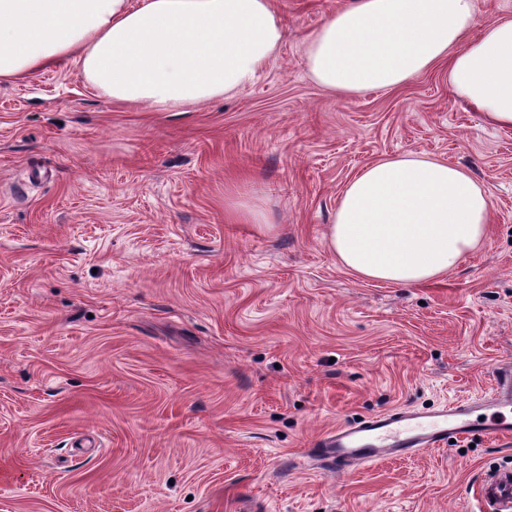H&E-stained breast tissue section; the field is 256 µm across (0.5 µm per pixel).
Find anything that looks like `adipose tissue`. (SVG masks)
<instances>
[{
  "label": "adipose tissue",
  "instance_id": "adipose-tissue-1",
  "mask_svg": "<svg viewBox=\"0 0 512 512\" xmlns=\"http://www.w3.org/2000/svg\"><path fill=\"white\" fill-rule=\"evenodd\" d=\"M478 26L475 0H353L310 37L305 64L322 89L358 94L444 61L454 101L512 128V18L471 37ZM281 39L273 0H0V80L73 60L103 97L168 112L250 85ZM490 215L460 168L407 154L351 180L326 241L355 274L409 287L473 252Z\"/></svg>",
  "mask_w": 512,
  "mask_h": 512
}]
</instances>
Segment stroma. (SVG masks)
<instances>
[{
	"mask_svg": "<svg viewBox=\"0 0 512 512\" xmlns=\"http://www.w3.org/2000/svg\"><path fill=\"white\" fill-rule=\"evenodd\" d=\"M351 2L275 0L271 63L183 112L110 101L73 62L0 83V512H478L512 469V437L339 472L309 455L512 363V129L454 102L444 62L322 90L306 38ZM409 153L464 168L492 213L447 275L400 287L326 235L362 168Z\"/></svg>",
	"mask_w": 512,
	"mask_h": 512,
	"instance_id": "1",
	"label": "stroma"
}]
</instances>
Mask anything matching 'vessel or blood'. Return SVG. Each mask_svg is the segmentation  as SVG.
Returning a JSON list of instances; mask_svg holds the SVG:
<instances>
[{"label":"vessel or blood","mask_w":512,"mask_h":512,"mask_svg":"<svg viewBox=\"0 0 512 512\" xmlns=\"http://www.w3.org/2000/svg\"><path fill=\"white\" fill-rule=\"evenodd\" d=\"M477 435L512 436L511 364L499 369L491 394L482 400L455 402L428 412L390 410L340 425L315 439L313 456L342 470ZM479 496L488 512H512V470L483 480Z\"/></svg>","instance_id":"vessel-or-blood-1"}]
</instances>
